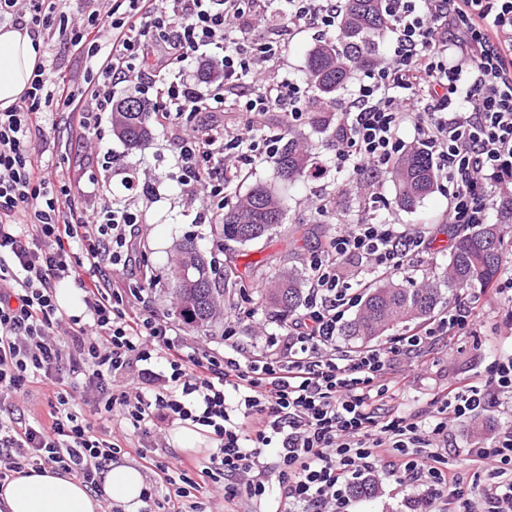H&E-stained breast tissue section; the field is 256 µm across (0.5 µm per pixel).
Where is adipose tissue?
Here are the masks:
<instances>
[{
	"mask_svg": "<svg viewBox=\"0 0 512 512\" xmlns=\"http://www.w3.org/2000/svg\"><path fill=\"white\" fill-rule=\"evenodd\" d=\"M39 62L38 48L27 31L0 27V110H8L30 90ZM145 486L142 472L128 464H112L100 478V492L60 469H26L0 488L5 512H103L104 500L138 512Z\"/></svg>",
	"mask_w": 512,
	"mask_h": 512,
	"instance_id": "ef3b65f1",
	"label": "adipose tissue"
}]
</instances>
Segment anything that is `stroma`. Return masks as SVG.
<instances>
[{
  "mask_svg": "<svg viewBox=\"0 0 512 512\" xmlns=\"http://www.w3.org/2000/svg\"><path fill=\"white\" fill-rule=\"evenodd\" d=\"M51 118L53 129L46 160L68 171L73 185L79 189L88 188L87 176L95 174L99 182L97 202L142 214V246L129 278L134 282L150 279L147 308L158 320L173 324L178 321L174 299L167 290V278L176 260L177 244L188 237L194 239L206 257L215 258L217 266L250 267L251 286L247 292L224 298V320L235 327L239 341L251 351L267 352L270 337L284 332L270 310L257 304L268 276L278 270L306 268L309 256L326 250L336 234V224L317 218L312 212V202L320 197L330 200L337 211L353 221L390 217L401 224H426L434 228L437 246L431 253L412 259L409 273L414 279H422L426 272L444 268L448 263L446 246L452 237L443 222L448 197L442 191H434L415 209L405 210L396 202L394 184L383 180L379 188L386 206L378 209L368 205L364 190L348 184L345 174L330 170L319 182L303 179L288 184L278 179L275 165L269 161L246 169L241 177L235 178L232 190L227 191L224 202L220 203L203 195L192 196L180 191V172L176 165L178 145L167 129L154 127L149 146L131 151L113 136L112 125L106 120L98 138L84 148L75 142L67 112L53 110ZM257 182L271 185L281 195L285 209L283 224L259 241L246 245L228 241L223 248H216L210 223H196L197 212L205 210L213 220L220 219L224 208L235 206ZM470 306L482 320L481 329L474 334L440 337L428 363L404 362L403 381L391 386L388 392L389 407L402 413L432 410L435 395L446 384L483 386L494 358L512 353V292L500 294L495 307H488L481 298L472 299ZM504 422L502 414L486 412L448 427V464L470 495H478L491 483L492 474L489 468L472 465L466 450L478 444H489ZM174 429V424L162 420L150 435L132 434L129 446L118 456L119 461L140 465L136 450L141 445L153 446L155 456L161 461L170 454L182 453L194 464L189 475L199 486V500L211 502L214 512H222L224 502L215 496L216 483L212 475L203 471L211 452L210 438H203L198 449L183 452L172 440ZM351 510L418 512L413 492L386 475L380 477L373 494L357 498Z\"/></svg>",
  "mask_w": 512,
  "mask_h": 512,
  "instance_id": "35a3bbf8",
  "label": "stroma"
}]
</instances>
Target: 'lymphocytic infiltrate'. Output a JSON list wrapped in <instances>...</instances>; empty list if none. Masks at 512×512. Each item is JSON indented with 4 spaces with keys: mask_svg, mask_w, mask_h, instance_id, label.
I'll list each match as a JSON object with an SVG mask.
<instances>
[{
    "mask_svg": "<svg viewBox=\"0 0 512 512\" xmlns=\"http://www.w3.org/2000/svg\"><path fill=\"white\" fill-rule=\"evenodd\" d=\"M87 21L72 26L62 0H0V20L85 50L96 62L82 88L39 65L31 88L0 112V407L26 383L48 391L46 418L0 420V486L26 468H60L98 491L97 477L121 451L82 417L67 378L84 377L105 412H119L134 430L149 431L157 413L205 427L214 443L207 468L222 478L225 508L249 499L258 512H350L353 483L380 469L401 485L423 487L420 512L459 496L450 479L448 421L499 407L512 413V355L495 361L484 388L441 390L444 413L424 418L384 410L391 369L423 358L437 337L474 324L466 304L449 306L385 349L336 350V329L356 297L346 266L379 275L402 271L431 250L429 228L360 220L344 224L327 254L309 258L305 308L272 354L246 350L233 329L216 350L178 342L174 325L135 314L142 289L122 286L139 219L98 206L53 174L33 141L47 140L44 109L72 112L77 137H97L117 85L147 60L150 43L164 52L156 70L182 67L211 52L222 74L202 93L184 83L163 88L155 122L178 129L181 119L223 111L234 95L249 114L244 132L216 126L178 136L180 182L190 194L222 195L244 167L273 159L277 140L259 134L255 116L286 114L302 123L310 98L287 77L286 35L336 31L344 0H75ZM392 34L387 57L368 70L341 105L336 168L356 181L388 170L401 155L402 125L414 127L448 185L446 222L483 224L499 185H512V0H383ZM71 280L85 313L62 320L57 283ZM170 373L156 376L154 356ZM138 370L142 385L115 392ZM471 462L492 465L468 512H512V426L497 445L473 448ZM167 490L162 512H206L193 500L195 482L181 457L154 464Z\"/></svg>",
    "mask_w": 512,
    "mask_h": 512,
    "instance_id": "lymphocytic-infiltrate-1",
    "label": "lymphocytic infiltrate"
}]
</instances>
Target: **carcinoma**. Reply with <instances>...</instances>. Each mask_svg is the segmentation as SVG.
Instances as JSON below:
<instances>
[{
	"mask_svg": "<svg viewBox=\"0 0 512 512\" xmlns=\"http://www.w3.org/2000/svg\"><path fill=\"white\" fill-rule=\"evenodd\" d=\"M386 26L382 0H347L338 23L339 34L316 40L309 49L306 78L314 88L311 123L326 130L332 122L336 96L347 89L355 74L380 62L376 38ZM151 112L140 98L126 97L112 104V134L129 149H140L151 138ZM318 152L302 133L290 130L281 139L275 156L278 176L295 182L317 164ZM381 177L393 182L398 202L413 208L434 189L438 172L434 159L420 146L406 150ZM281 197L268 185L257 182L245 198L224 212L221 223L212 225L213 234L224 241L247 244L261 239L283 224ZM512 227V199L498 209L495 224H478L455 233L448 266L417 283L412 277L386 276L361 293L354 315L338 332L349 341L368 346L389 332L407 331L429 320L437 308L451 304L478 288L495 285L509 256L504 250V228ZM179 254L202 267L207 282L202 288H189L181 278V262H176L167 286L176 298L175 313L183 323L205 332L221 318L224 295L248 287L250 274L235 266L214 268L191 238L179 244ZM304 275L288 270L271 277L261 295L282 325L302 303Z\"/></svg>",
	"mask_w": 512,
	"mask_h": 512,
	"instance_id": "carcinoma-1",
	"label": "carcinoma"
}]
</instances>
